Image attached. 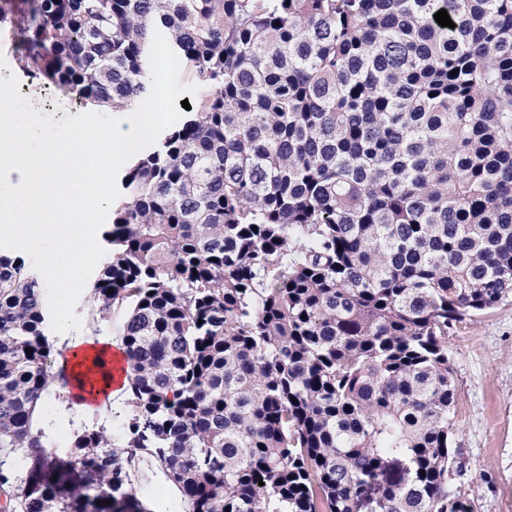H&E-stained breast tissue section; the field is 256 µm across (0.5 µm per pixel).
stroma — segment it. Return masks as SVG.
<instances>
[{"label": "stroma", "instance_id": "stroma-1", "mask_svg": "<svg viewBox=\"0 0 512 512\" xmlns=\"http://www.w3.org/2000/svg\"><path fill=\"white\" fill-rule=\"evenodd\" d=\"M455 381L451 428L464 470L456 484L473 512H512V298L463 319L448 331ZM124 402L79 417L52 396L41 403V423L53 455L64 458L81 425L118 432ZM135 495L147 512H182L176 488L158 471L138 478Z\"/></svg>", "mask_w": 512, "mask_h": 512}]
</instances>
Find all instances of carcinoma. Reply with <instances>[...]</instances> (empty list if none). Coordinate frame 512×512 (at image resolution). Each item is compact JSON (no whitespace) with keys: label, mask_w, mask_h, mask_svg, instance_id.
I'll return each instance as SVG.
<instances>
[{"label":"carcinoma","mask_w":512,"mask_h":512,"mask_svg":"<svg viewBox=\"0 0 512 512\" xmlns=\"http://www.w3.org/2000/svg\"><path fill=\"white\" fill-rule=\"evenodd\" d=\"M2 23L82 105L144 100L157 31L202 94L121 179L88 322L122 317L127 413L77 429L74 466L39 427L43 285L0 250V512H145L147 470L183 512H473L448 329L512 297V0H0Z\"/></svg>","instance_id":"obj_1"}]
</instances>
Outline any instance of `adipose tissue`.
I'll list each match as a JSON object with an SVG mask.
<instances>
[{"label":"adipose tissue","mask_w":512,"mask_h":512,"mask_svg":"<svg viewBox=\"0 0 512 512\" xmlns=\"http://www.w3.org/2000/svg\"><path fill=\"white\" fill-rule=\"evenodd\" d=\"M112 342L92 335L65 337L63 341L64 356L61 364L66 371L65 381L51 382L48 391L61 395L65 405L73 407L77 413L94 411L96 400L104 404L115 403L121 391L115 383H108L99 388L98 394H91V387H96L93 373L96 367L105 365L112 357Z\"/></svg>","instance_id":"1"}]
</instances>
